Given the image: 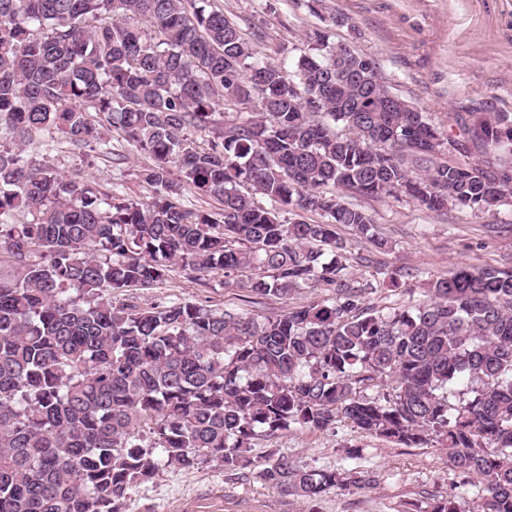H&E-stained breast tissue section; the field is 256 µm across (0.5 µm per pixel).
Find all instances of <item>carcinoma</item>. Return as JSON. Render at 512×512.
<instances>
[{
  "mask_svg": "<svg viewBox=\"0 0 512 512\" xmlns=\"http://www.w3.org/2000/svg\"><path fill=\"white\" fill-rule=\"evenodd\" d=\"M209 2L0 0V125L15 138L0 145V512H125L168 466L236 473L256 441L338 422L446 451L481 484L476 512H512V267L461 266L431 276L427 300L377 307L349 260L374 265L392 243L344 201L490 210L512 196V113L442 132L320 32L292 73L252 60ZM231 105L251 118L218 124ZM105 130L152 158L150 200L24 153L34 132L89 147ZM188 188L220 208H185ZM340 226L370 248L348 257ZM177 268L258 299L320 296L260 319L132 294ZM261 476L306 503L377 484L275 452ZM427 512L461 508L448 494Z\"/></svg>",
  "mask_w": 512,
  "mask_h": 512,
  "instance_id": "cac0c4a2",
  "label": "carcinoma"
}]
</instances>
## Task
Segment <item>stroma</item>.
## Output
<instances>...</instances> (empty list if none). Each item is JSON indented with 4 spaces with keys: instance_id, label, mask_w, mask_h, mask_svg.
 <instances>
[{
    "instance_id": "35a3bbf8",
    "label": "stroma",
    "mask_w": 512,
    "mask_h": 512,
    "mask_svg": "<svg viewBox=\"0 0 512 512\" xmlns=\"http://www.w3.org/2000/svg\"><path fill=\"white\" fill-rule=\"evenodd\" d=\"M211 3L243 33L263 30V39L250 42L253 56L278 67L294 68L300 57L313 53L314 32H328L331 42L373 59L388 89L440 127L465 112L512 113V0H275L270 9L265 0ZM104 139V145L91 149L62 139L51 142L38 133L27 138L25 152L62 173L95 180L135 201L148 200L152 189L140 172L151 165V157L117 133H105ZM354 203L393 244L380 254L379 266L354 268L355 278L378 282L399 270L408 285L404 291L374 295L376 305L424 297L430 275L463 264L512 265V204L476 214L459 207L431 212L391 196L358 197ZM137 294L145 303L164 297L202 301L268 317L314 296L307 289L290 303L272 297L255 304L247 293L223 287L220 276L197 280L179 269ZM350 445L361 447L360 459L348 457ZM271 451L322 469H369L378 482L371 489L331 493L307 504L262 479ZM252 457L253 465L235 475L216 464L191 471L166 468L154 482L133 491L127 512H192L210 502L222 504V512H404L408 504L423 506L431 494L448 492L463 507L474 504L475 488L460 484L439 448H398L343 423L328 431L277 434L256 446Z\"/></svg>"
}]
</instances>
